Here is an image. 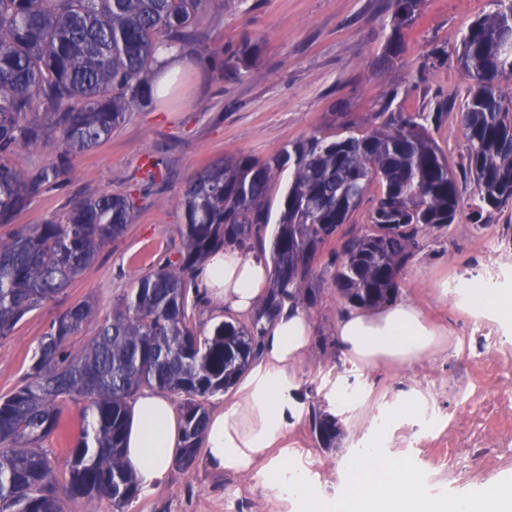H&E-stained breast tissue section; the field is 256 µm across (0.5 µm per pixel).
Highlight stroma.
<instances>
[{"instance_id":"1","label":"stroma","mask_w":512,"mask_h":512,"mask_svg":"<svg viewBox=\"0 0 512 512\" xmlns=\"http://www.w3.org/2000/svg\"><path fill=\"white\" fill-rule=\"evenodd\" d=\"M489 9V0H424L417 22L404 32V60L391 67L382 61L390 0H211L195 26L194 49L182 55L173 99L131 113L110 140L73 158L65 174L14 215L13 224H39L63 217L71 200L102 192L132 195L137 207L123 236L0 340V395L23 381L53 318L87 298L109 314L137 277L178 259L185 222L179 199L196 171L240 152L273 157L294 140L334 127L343 110L366 129L380 91L392 93L395 110L442 113L430 133L457 176L462 200H470L474 185L465 174L455 117L467 92L458 53L469 23ZM246 39L260 46L248 69L227 76L215 68L225 51ZM148 157L162 160L167 171L165 180L150 186L142 168ZM334 272L329 254H322L315 264L319 300L306 312L311 345L293 368L302 417L292 466L324 502H341L342 474L358 445L371 439L373 419L394 413L402 392L413 387L428 398L430 413L396 416L385 448L409 470L430 474L429 498L450 503L479 496L494 482L512 483V321L459 308L456 289L459 282L491 276L512 288V208L489 218L463 212L450 229L422 239L399 296L413 299L446 328L448 343L411 366L356 370L347 363L334 336L347 308L332 284ZM445 279L453 287L444 294L438 284ZM340 384L370 385L373 399L365 406L338 405ZM325 405L340 415L344 431L330 451L320 447L308 419L311 408ZM81 410V404H68L61 430L41 443L61 481L82 434ZM281 508L259 479L215 472L199 457L189 470L173 467L163 486L140 494L124 512Z\"/></svg>"}]
</instances>
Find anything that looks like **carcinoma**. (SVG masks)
Instances as JSON below:
<instances>
[{
	"instance_id": "obj_1",
	"label": "carcinoma",
	"mask_w": 512,
	"mask_h": 512,
	"mask_svg": "<svg viewBox=\"0 0 512 512\" xmlns=\"http://www.w3.org/2000/svg\"><path fill=\"white\" fill-rule=\"evenodd\" d=\"M424 0H392L386 59L402 54V31ZM462 38L459 55L469 81L456 119L465 137V170L476 188L474 212L512 205V0H490ZM210 0H0V224L41 186L57 179L72 157L108 141L130 113L165 99L156 81L158 54L180 51ZM259 53L245 40L224 53L220 69L237 74ZM379 123L345 133L318 131L272 159L237 153L204 167L180 200L185 224L179 262L138 278L104 317L87 346L73 337L97 318L81 300L42 336L24 381L0 396V512H64L67 502L107 497L120 512L141 489L123 460L127 399L142 388L181 399L184 421L179 467L190 468L204 438L203 400L230 388L259 354L260 319L286 305L317 303L313 263L330 243L333 282L351 306L382 308L399 292L400 276L423 235L459 222L456 174L431 138L441 112H392L384 93L373 100ZM56 144V157L26 178L7 160L20 147ZM290 171L278 220L269 227L275 174ZM370 203L368 225L342 232ZM134 200L100 193L73 202L62 220L18 226L0 236V339L53 299L90 266L133 220ZM271 232L269 292L248 323L224 320L207 334L193 324L205 297L194 272L208 255L250 249ZM82 399L85 424L70 449L69 479L56 480L40 442L58 430L68 402ZM318 442L336 447L340 418L313 408Z\"/></svg>"
}]
</instances>
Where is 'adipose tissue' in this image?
Listing matches in <instances>:
<instances>
[{
  "label": "adipose tissue",
  "instance_id": "obj_1",
  "mask_svg": "<svg viewBox=\"0 0 512 512\" xmlns=\"http://www.w3.org/2000/svg\"><path fill=\"white\" fill-rule=\"evenodd\" d=\"M196 281L208 297L230 312H255L269 287V266L259 254L229 248L208 256ZM259 357L236 393L208 418L205 459L216 471L252 473L271 492L287 489L300 512H313L303 474H289L288 436L299 418L291 371L311 342V324L300 309L286 308L265 323ZM336 342L356 367L405 365L439 351L445 332L418 306L403 300L367 310L352 308L336 322ZM181 420L171 400L142 391L130 400L125 461L143 492L165 483L181 440ZM379 479L340 506L339 512H512V483H494L482 495L447 505L428 499L401 460L370 447L350 460L345 475L358 483Z\"/></svg>",
  "mask_w": 512,
  "mask_h": 512
}]
</instances>
